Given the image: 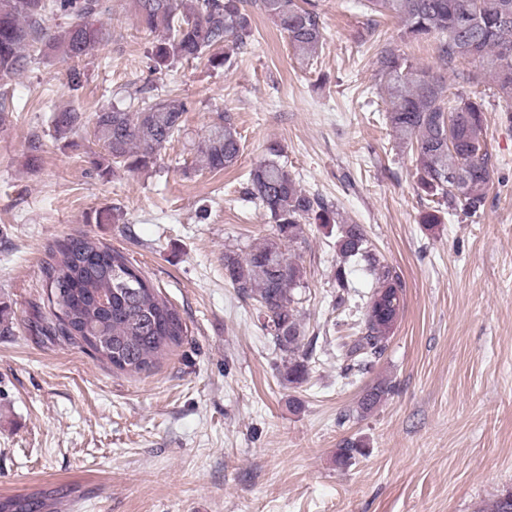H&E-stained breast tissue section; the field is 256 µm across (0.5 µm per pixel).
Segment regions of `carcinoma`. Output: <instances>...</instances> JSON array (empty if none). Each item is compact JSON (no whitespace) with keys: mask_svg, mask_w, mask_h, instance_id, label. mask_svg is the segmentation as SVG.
<instances>
[{"mask_svg":"<svg viewBox=\"0 0 512 512\" xmlns=\"http://www.w3.org/2000/svg\"><path fill=\"white\" fill-rule=\"evenodd\" d=\"M245 0H132L142 29L153 34V71L167 73L178 63L207 68L233 65L231 46L250 45L252 15ZM99 0H0V79H10L51 58L66 62L82 57L112 38L111 29L95 20ZM287 39L299 60L313 65L325 44L318 0H258ZM367 16L359 37L376 44L373 66L385 104V120L397 147L408 149L417 186L432 206L424 224H439L442 214L474 216L484 210L496 159L487 142L486 104L473 87L489 78L496 95L512 102V0H363ZM66 22L51 30L48 16ZM390 16L401 25V39L429 42L455 85L418 62L401 45L377 33V18ZM471 58L477 70H459L456 62ZM195 103L179 95L149 96L140 89L124 108L88 117L75 110L53 111L48 123L66 138L92 124L91 152L99 171L139 172L156 163L160 151L184 131ZM241 134L229 113L218 117L195 145L202 165L222 172L238 162ZM273 142L266 156L248 173L241 200L262 208L272 223L270 237L248 252H224L225 276L238 292L255 301L268 318L267 334L283 355V376L301 385L315 351L306 340L298 289L306 272L288 254L301 238L302 224L313 220L335 228L336 309L359 312L358 332L337 355L345 378L372 371L385 353L389 336L404 310L405 282L396 267L373 251L360 224L335 217L332 205L303 189ZM364 264L372 289L355 300L352 264ZM50 315L41 331L72 343L92 336V351L115 368L133 374L150 372L160 356L182 343L187 325L175 306L153 288L132 261L87 234L72 235L50 249L43 267ZM381 381L358 402L368 414L390 395ZM363 454V445L346 441L336 450V464ZM38 497L0 500V512H42ZM477 512H512V492L485 501Z\"/></svg>","mask_w":512,"mask_h":512,"instance_id":"cac0c4a2","label":"carcinoma"}]
</instances>
